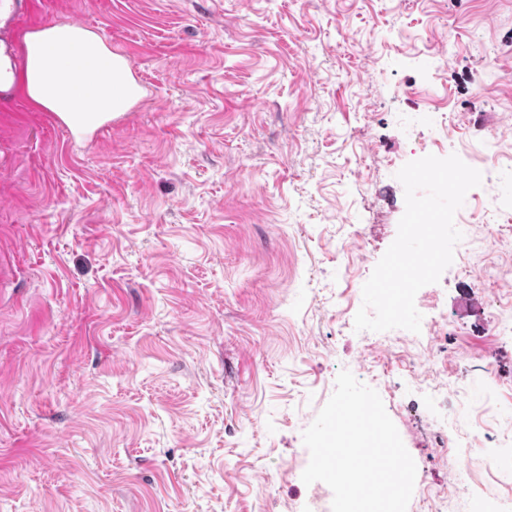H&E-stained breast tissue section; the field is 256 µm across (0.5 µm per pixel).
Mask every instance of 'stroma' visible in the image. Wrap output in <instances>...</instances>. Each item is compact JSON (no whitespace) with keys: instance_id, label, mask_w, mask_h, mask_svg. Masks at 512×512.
Here are the masks:
<instances>
[{"instance_id":"stroma-1","label":"stroma","mask_w":512,"mask_h":512,"mask_svg":"<svg viewBox=\"0 0 512 512\" xmlns=\"http://www.w3.org/2000/svg\"><path fill=\"white\" fill-rule=\"evenodd\" d=\"M47 22L135 53L144 94L88 135L0 111V512H308L302 434L344 369L416 464L407 512L512 498V227L483 226L512 179L477 187L420 333L354 328L440 122L473 163L512 147V0H33L21 29ZM444 407L501 455L463 504Z\"/></svg>"}]
</instances>
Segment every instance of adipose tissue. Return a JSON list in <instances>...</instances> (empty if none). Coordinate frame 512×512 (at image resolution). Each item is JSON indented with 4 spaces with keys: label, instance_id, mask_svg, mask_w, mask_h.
Returning a JSON list of instances; mask_svg holds the SVG:
<instances>
[{
    "label": "adipose tissue",
    "instance_id": "ef3b65f1",
    "mask_svg": "<svg viewBox=\"0 0 512 512\" xmlns=\"http://www.w3.org/2000/svg\"><path fill=\"white\" fill-rule=\"evenodd\" d=\"M24 90L37 106L62 116L75 132L126 111L142 88L120 71L118 56L92 30L49 24L23 37Z\"/></svg>",
    "mask_w": 512,
    "mask_h": 512
}]
</instances>
